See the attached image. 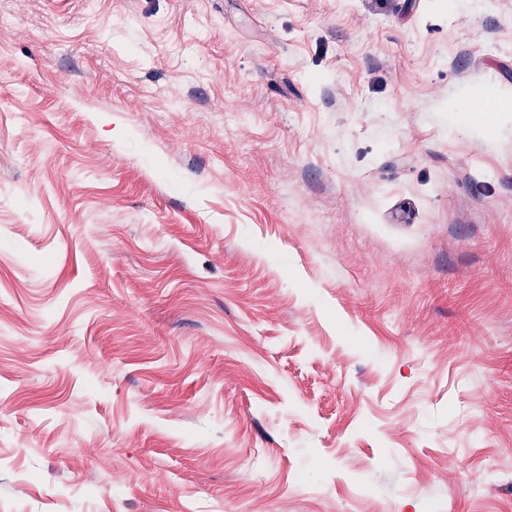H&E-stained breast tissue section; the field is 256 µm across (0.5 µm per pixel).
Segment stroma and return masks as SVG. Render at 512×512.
<instances>
[{
  "label": "stroma",
  "instance_id": "stroma-1",
  "mask_svg": "<svg viewBox=\"0 0 512 512\" xmlns=\"http://www.w3.org/2000/svg\"><path fill=\"white\" fill-rule=\"evenodd\" d=\"M0 512H512V0H0Z\"/></svg>",
  "mask_w": 512,
  "mask_h": 512
}]
</instances>
